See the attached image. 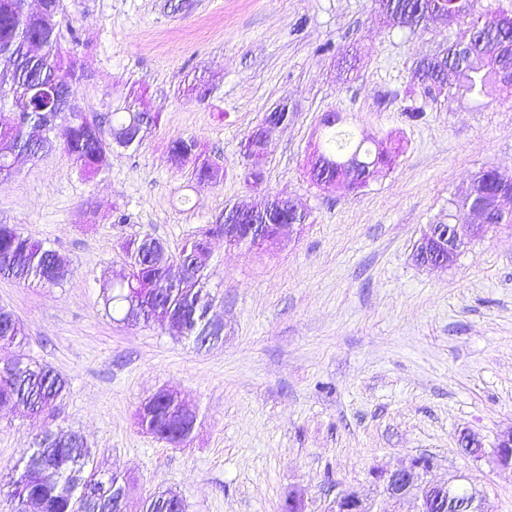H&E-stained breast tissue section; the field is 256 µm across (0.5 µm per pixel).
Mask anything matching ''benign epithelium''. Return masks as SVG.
Instances as JSON below:
<instances>
[{
  "instance_id": "obj_1",
  "label": "benign epithelium",
  "mask_w": 512,
  "mask_h": 512,
  "mask_svg": "<svg viewBox=\"0 0 512 512\" xmlns=\"http://www.w3.org/2000/svg\"><path fill=\"white\" fill-rule=\"evenodd\" d=\"M278 128L275 123L262 122L250 134L251 146L248 156L253 160V170L259 166L266 156V151L258 144L270 140ZM361 169L372 176L378 169L376 165L366 166L359 158L353 157L336 164V173L325 172L323 178L341 184V176L354 170ZM482 204L477 203L470 208L474 217L471 224L452 225V240L440 236L437 225L432 224L429 231L424 233L416 246L414 258L422 266L446 267L452 263L460 251L474 238L483 236L491 225L487 224L481 215ZM290 224H274L263 235L257 237L253 249L261 250L271 244H279L285 238ZM461 446L467 455L481 460L490 457L496 466L512 469V433L499 438L492 452H486L483 444L475 436L465 433L461 437ZM431 465L411 461L408 465L394 471H381L377 477L382 481L385 492L392 499L401 501L412 498L418 502L417 512H495L493 505L484 496L469 490V496L460 500V487L454 482L445 485L433 484L425 479ZM333 512H372L354 494L343 492L336 497Z\"/></svg>"
}]
</instances>
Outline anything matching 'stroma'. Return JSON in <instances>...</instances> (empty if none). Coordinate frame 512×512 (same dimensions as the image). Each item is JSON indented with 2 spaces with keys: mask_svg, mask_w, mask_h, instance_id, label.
I'll return each instance as SVG.
<instances>
[{
  "mask_svg": "<svg viewBox=\"0 0 512 512\" xmlns=\"http://www.w3.org/2000/svg\"><path fill=\"white\" fill-rule=\"evenodd\" d=\"M63 56L85 72L76 98L105 113L136 92L161 115L139 147L114 150L82 175L56 150L21 158L0 181V223L69 262L60 285L0 278V305L29 339L25 354L69 390L55 416L0 406V512L8 482L47 430L83 439L99 468L124 475L128 512L171 488L188 512H331L350 492L373 512H413L374 472L425 457L431 482L462 475L496 512H512V470L468 456L512 431V223L473 239L445 267L416 263L430 225L490 168H512V96L432 101L413 77L458 29L409 30L375 0H63ZM259 187L242 144L280 103ZM341 113L355 137L400 147L354 191L315 184L319 122ZM194 137L224 168L197 189L168 146ZM292 197L309 219L265 250L210 240L213 309L222 341L199 350L167 326L106 317L102 288L123 269L120 244L149 234L171 251L224 207ZM160 389L197 407L187 446L142 432L136 412Z\"/></svg>",
  "mask_w": 512,
  "mask_h": 512,
  "instance_id": "1",
  "label": "stroma"
}]
</instances>
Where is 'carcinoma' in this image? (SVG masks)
Segmentation results:
<instances>
[{"mask_svg": "<svg viewBox=\"0 0 512 512\" xmlns=\"http://www.w3.org/2000/svg\"><path fill=\"white\" fill-rule=\"evenodd\" d=\"M382 13L395 24L409 29L427 25L426 4L418 0H375ZM455 24L466 29L438 54L422 59L415 78L427 85L428 93L450 96L452 84L441 77L439 67L457 78L462 95L478 100L497 89L511 96L512 82L500 81V74L512 71V55L501 47L512 43V27L500 24L501 15L477 9L478 0H447ZM61 0H41L40 9L28 8V0H0V180L15 173L11 160L19 155L37 158L63 150L79 172L96 175L109 165L114 148L139 145L160 124V116L137 107V96H128L118 112L103 115L74 113V86L82 75L76 61L60 54L62 29L58 20ZM323 144L317 148L328 167L336 160L359 154L370 163L377 153L342 140L336 135V120L322 121ZM172 163L187 171L200 187L224 179L217 163L201 158L197 141L179 138L168 147ZM512 191V172L489 169L480 173L470 188L455 201L466 211L479 199L490 206L487 221L500 223L492 201ZM239 207L224 208L214 216L203 234L186 241L173 254L160 239L145 234L121 244L124 270L120 279L102 291L104 310L127 324L167 323L177 320L179 335L197 346H210L209 313L214 296L207 288L210 259L209 239L224 235V225L237 224ZM307 216L292 215L273 208L254 224H304ZM178 263L181 276L173 279L170 270ZM68 271V261L43 243L32 239L13 225L0 224V277L27 285L60 284ZM27 335L13 312L0 307V346L20 348ZM68 381L50 366L20 354L0 365V404L21 406L32 414L52 413L67 393ZM181 399L161 389L146 414L137 413L138 425L155 438L173 447L190 442L194 427L177 420ZM10 496L17 512H27L33 504L38 512H122L127 508V488L116 472L104 473L82 439L59 436L47 431L37 443L11 483ZM142 512H188L186 500L177 492L163 490L145 499Z\"/></svg>", "mask_w": 512, "mask_h": 512, "instance_id": "cac0c4a2", "label": "carcinoma"}]
</instances>
